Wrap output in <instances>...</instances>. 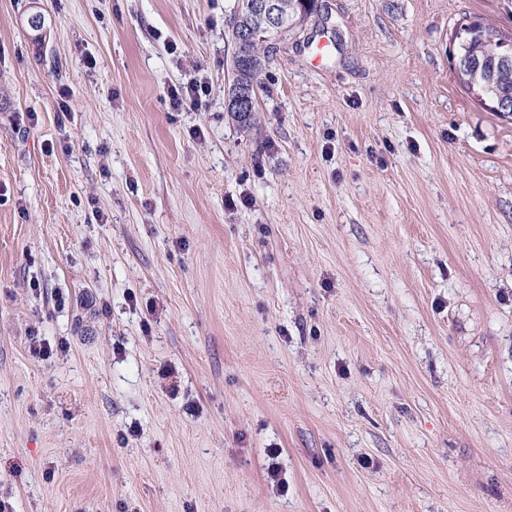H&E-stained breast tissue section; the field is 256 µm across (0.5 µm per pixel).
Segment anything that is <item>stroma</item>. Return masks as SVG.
I'll return each mask as SVG.
<instances>
[{"label": "stroma", "instance_id": "1", "mask_svg": "<svg viewBox=\"0 0 512 512\" xmlns=\"http://www.w3.org/2000/svg\"><path fill=\"white\" fill-rule=\"evenodd\" d=\"M233 4L0 0V512H512V0H316L249 123ZM471 31L465 34L462 40H458L456 56L459 57L462 53L468 52L475 54L485 47L484 35L493 34L501 38L511 39L512 35H506L497 28L484 23L481 19H473L470 23ZM487 51L483 58L476 56H468L463 60V65L470 70L471 76L468 79L469 90L475 100H478L486 107L489 112H512V98H505L504 96H498L496 99H492L490 104H487L485 99L481 96L476 89L482 91L492 90V84L494 81L495 68H508L512 63V43L507 41H495L491 40L487 44ZM461 75H465L463 71L457 72V76L464 86L466 91L469 93L467 83L462 79ZM501 80L509 89L512 95V66L502 75ZM470 94V93H469ZM208 92L207 83L193 76L189 77L185 83L167 88V97L175 109L188 105L197 107L202 104V99L208 95Z\"/></svg>", "mask_w": 512, "mask_h": 512}]
</instances>
